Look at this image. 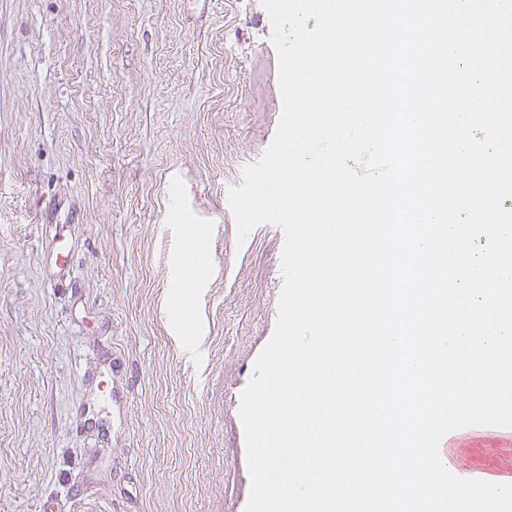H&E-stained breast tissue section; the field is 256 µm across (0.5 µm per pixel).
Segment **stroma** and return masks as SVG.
Masks as SVG:
<instances>
[{
    "instance_id": "obj_1",
    "label": "stroma",
    "mask_w": 512,
    "mask_h": 512,
    "mask_svg": "<svg viewBox=\"0 0 512 512\" xmlns=\"http://www.w3.org/2000/svg\"><path fill=\"white\" fill-rule=\"evenodd\" d=\"M272 33L261 0H0V512H230L284 233L238 241L224 199L277 133ZM456 444L484 470L507 442ZM202 240L201 232L191 227L187 235V245L183 257V276L185 282L192 280V284L205 276L208 268V259L197 248V243Z\"/></svg>"
}]
</instances>
